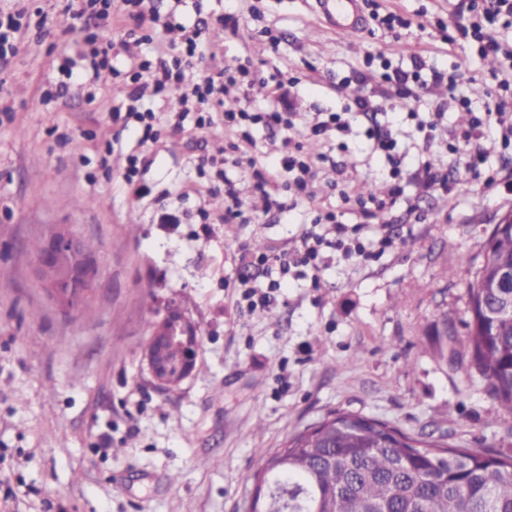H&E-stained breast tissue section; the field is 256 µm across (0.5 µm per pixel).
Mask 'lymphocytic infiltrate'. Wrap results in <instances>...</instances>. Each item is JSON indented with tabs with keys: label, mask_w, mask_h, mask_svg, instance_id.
<instances>
[{
	"label": "lymphocytic infiltrate",
	"mask_w": 512,
	"mask_h": 512,
	"mask_svg": "<svg viewBox=\"0 0 512 512\" xmlns=\"http://www.w3.org/2000/svg\"><path fill=\"white\" fill-rule=\"evenodd\" d=\"M83 8L72 12L71 19L79 24L84 32V42L88 48L90 63L99 69L109 66L110 58L107 48L102 47L98 31L105 27L111 10L123 9L134 20V29L128 30V37H135L137 31L157 29L159 19L155 11L145 10L144 0H83ZM512 17V0H469L463 23L456 29L462 36H473L481 42L482 54L497 56L501 63L512 69V45L499 42L488 35L487 27L500 15ZM201 55L199 42L186 38L180 45L173 62L152 63L144 60L128 71L130 82L129 99L138 102L144 96H161L174 99L179 113L198 112L196 129L202 130L212 123L211 113L220 107L223 96L229 89H245L253 81V73L243 63L228 62L219 70L202 71L194 80H187L186 71L191 68L194 59ZM382 79L388 84L390 93L386 103L359 96L354 100L356 111L366 115H377L383 106L397 108L401 99L407 98L409 90L425 89L426 81L421 69L403 71L395 69L384 72ZM287 91L284 84H275L271 101L267 108L255 111L242 108L224 115V127L235 135L239 146L249 147L253 144L251 128L263 124L278 129L282 134L283 144L288 148L287 156L272 166L254 168L256 189L264 201L265 211L282 212L287 210V200L277 198L269 191L272 182L278 181L283 174H293L294 194L296 198L310 197V187L315 181L319 166L312 156L305 153L301 144L295 143L293 135L297 128H304L308 137L321 139L330 131L346 132L350 125L339 112H316L312 116H299L286 108ZM494 128L504 145L512 144V105L502 99H491L485 104L483 115L473 116L467 128L457 130L452 152H460L463 146L478 140L482 129ZM366 136L372 142L374 153L385 159L387 177L393 187L389 197L366 201L356 199L362 207L364 216H371L373 210L390 209L397 205L402 194L400 186L404 178L401 162L394 154L396 140L390 129L373 126L368 128ZM316 230L307 232L301 244L290 251L280 253L269 250L253 252L249 263L253 266H275L281 274H288L291 266L302 265L314 270L324 263L325 250L342 252L344 257L369 258L370 253L359 238V227H352L338 221L335 212L318 214Z\"/></svg>",
	"instance_id": "obj_1"
}]
</instances>
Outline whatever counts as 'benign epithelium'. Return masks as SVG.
Instances as JSON below:
<instances>
[{
  "instance_id": "benign-epithelium-1",
  "label": "benign epithelium",
  "mask_w": 512,
  "mask_h": 512,
  "mask_svg": "<svg viewBox=\"0 0 512 512\" xmlns=\"http://www.w3.org/2000/svg\"><path fill=\"white\" fill-rule=\"evenodd\" d=\"M39 284L49 299L63 314L74 311L95 291L98 270L93 257L83 251L80 242L66 229L49 236L34 258ZM202 336L200 327L174 300L156 313L142 351L146 371L153 384L163 390L173 389L188 379L195 370ZM181 355L169 357L171 348Z\"/></svg>"
}]
</instances>
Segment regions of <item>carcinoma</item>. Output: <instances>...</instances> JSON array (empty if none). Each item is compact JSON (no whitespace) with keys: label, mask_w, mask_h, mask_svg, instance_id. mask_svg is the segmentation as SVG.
Segmentation results:
<instances>
[{"label":"carcinoma","mask_w":512,"mask_h":512,"mask_svg":"<svg viewBox=\"0 0 512 512\" xmlns=\"http://www.w3.org/2000/svg\"><path fill=\"white\" fill-rule=\"evenodd\" d=\"M468 288V347L489 393L512 417V318H496L500 263H512V231L493 235ZM247 512H512V455L432 443L387 423L334 414L261 448Z\"/></svg>","instance_id":"cac0c4a2"}]
</instances>
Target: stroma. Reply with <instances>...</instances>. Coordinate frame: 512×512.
Masks as SVG:
<instances>
[{"mask_svg": "<svg viewBox=\"0 0 512 512\" xmlns=\"http://www.w3.org/2000/svg\"><path fill=\"white\" fill-rule=\"evenodd\" d=\"M465 0H364L366 32L341 37L316 17L312 0H155L202 35L209 57L251 64L250 100L267 86L293 83L296 112L340 110L351 89L379 95L383 62L425 75L459 77L473 105L498 94L477 45L447 43L438 22L453 24ZM67 0H0L12 18L13 50L0 58V512H244L261 465L258 449L331 413H361L427 441L512 453V418L503 416L468 355L441 359L435 333L465 343L474 280L497 217L512 210V146L483 137L477 172L447 152L463 113L442 84L408 110H444L432 159L447 191L415 182L392 210L377 213L367 236L393 244L371 258L327 252L319 287L292 270L286 288L245 297L239 259L247 251L299 245L318 213L364 222L341 185L387 193L369 148L368 117L352 120L344 148L303 140L323 153L314 198L286 213H264L248 158L270 161L282 138L258 128L249 156L233 148L223 122L203 134L174 128L175 102L145 100L155 138L127 114H114L127 89L121 77L141 59L168 60L179 31L123 48L130 23L111 13L113 73L94 74L83 35L67 28ZM412 18L406 30L378 25L372 13ZM233 15L226 28L217 18ZM384 61L366 66L367 51ZM482 95H474V88ZM133 183L122 177L129 155ZM225 178H218V171ZM498 177L484 186L480 175ZM244 202L223 220L224 179ZM64 226L97 261L92 317L60 314L39 288L33 259ZM269 303H261L263 295ZM177 300L200 326L196 368L170 390L157 389L142 360L156 310Z\"/></svg>", "mask_w": 512, "mask_h": 512, "instance_id": "1", "label": "stroma"}]
</instances>
